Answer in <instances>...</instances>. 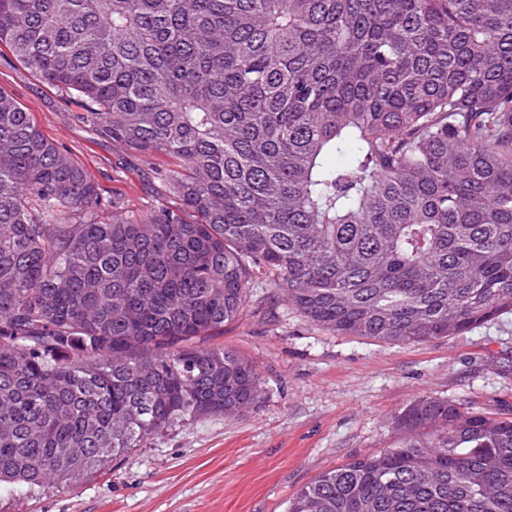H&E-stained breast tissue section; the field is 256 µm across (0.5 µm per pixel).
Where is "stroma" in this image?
Instances as JSON below:
<instances>
[{
  "mask_svg": "<svg viewBox=\"0 0 512 512\" xmlns=\"http://www.w3.org/2000/svg\"><path fill=\"white\" fill-rule=\"evenodd\" d=\"M0 91L127 215L167 203L155 177L167 158L126 152L96 135L77 120L79 103L4 47ZM219 341L255 367L264 390L256 406L173 426L77 484L27 497L1 492L0 512H286L319 474L401 446L394 418L419 398L512 414V313L424 344L383 343L306 322L265 285Z\"/></svg>",
  "mask_w": 512,
  "mask_h": 512,
  "instance_id": "stroma-1",
  "label": "stroma"
}]
</instances>
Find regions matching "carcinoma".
<instances>
[{"label":"carcinoma","mask_w":512,"mask_h":512,"mask_svg":"<svg viewBox=\"0 0 512 512\" xmlns=\"http://www.w3.org/2000/svg\"><path fill=\"white\" fill-rule=\"evenodd\" d=\"M2 46L173 168L129 217L0 91V491L258 403L208 339L263 282L386 343L512 312V0H0ZM395 426L288 512H512V417Z\"/></svg>","instance_id":"carcinoma-1"}]
</instances>
